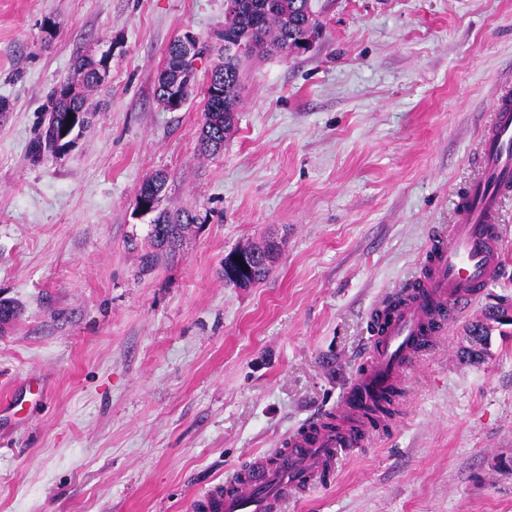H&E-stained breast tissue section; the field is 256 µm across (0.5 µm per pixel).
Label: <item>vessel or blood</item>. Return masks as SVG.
<instances>
[{
    "label": "vessel or blood",
    "instance_id": "1",
    "mask_svg": "<svg viewBox=\"0 0 512 512\" xmlns=\"http://www.w3.org/2000/svg\"><path fill=\"white\" fill-rule=\"evenodd\" d=\"M479 158L481 174L458 199L457 221L438 231L420 275L370 313L372 343L331 416L312 419L225 482L195 495L190 512H283L333 478L344 454L371 445L372 410L395 404L410 371L494 280L505 262L500 214L512 199V92L498 96Z\"/></svg>",
    "mask_w": 512,
    "mask_h": 512
}]
</instances>
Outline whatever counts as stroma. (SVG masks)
<instances>
[{
    "mask_svg": "<svg viewBox=\"0 0 512 512\" xmlns=\"http://www.w3.org/2000/svg\"><path fill=\"white\" fill-rule=\"evenodd\" d=\"M302 54L241 66L237 123L199 152L206 75L177 111L154 96L174 38L214 46L224 0H0V512H189L190 498L335 408L369 317L454 223L498 90L512 85V0H313ZM110 52L65 153L29 144L73 60ZM203 216L146 271L141 184ZM500 275L407 381L372 447L288 512H512V326L463 356L512 298ZM274 234V273L239 289L224 255ZM43 395L28 391L30 375ZM511 315V313H510ZM495 325H510L512 326V315L511 317H506L505 312L500 314V318L489 317V322L485 323H477L475 324L470 332V342H478L479 349H473L471 346L466 351V354L469 358H474L475 360L481 359L487 353V347L490 341V336L492 332L495 330ZM476 343V345L478 344Z\"/></svg>",
    "mask_w": 512,
    "mask_h": 512,
    "instance_id": "35a3bbf8",
    "label": "stroma"
}]
</instances>
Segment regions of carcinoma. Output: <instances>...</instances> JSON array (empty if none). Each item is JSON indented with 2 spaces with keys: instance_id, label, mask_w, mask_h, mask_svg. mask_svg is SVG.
<instances>
[{
  "instance_id": "carcinoma-1",
  "label": "carcinoma",
  "mask_w": 512,
  "mask_h": 512,
  "mask_svg": "<svg viewBox=\"0 0 512 512\" xmlns=\"http://www.w3.org/2000/svg\"><path fill=\"white\" fill-rule=\"evenodd\" d=\"M231 4L234 5L232 11L224 12L222 40L239 45L240 51L224 53V61L208 70V79L224 85V98L219 102L208 99L205 104L199 146L208 155H216L224 150V142L235 127L241 61L256 55H286L291 52V46L297 40L314 41L322 30V24L312 7V0H231ZM179 41L181 38L177 37L169 44L166 63L155 86V96L162 105L166 104L164 85L175 76L179 75L191 85H196L197 68L192 60L185 59V54L178 48ZM74 71L81 77V90L74 89L68 95H62L56 90L51 92L47 104V124L30 146V153L35 157L54 155L59 151L60 132L67 124L72 122L79 130L86 128V124L77 121L75 114L87 113L84 89H92L102 81L98 61L79 55L74 59ZM198 220L199 215L189 210L170 212L156 209L148 233L154 251L142 255V268L153 269L161 253L176 254L196 228ZM252 249L271 258L256 274V281L260 282L276 266L280 247L278 241L270 237L252 245ZM497 325L512 326V317L502 313L498 318L491 317L489 321L472 327L470 342H478L479 348H468V357L477 360L485 356L490 336Z\"/></svg>"
}]
</instances>
